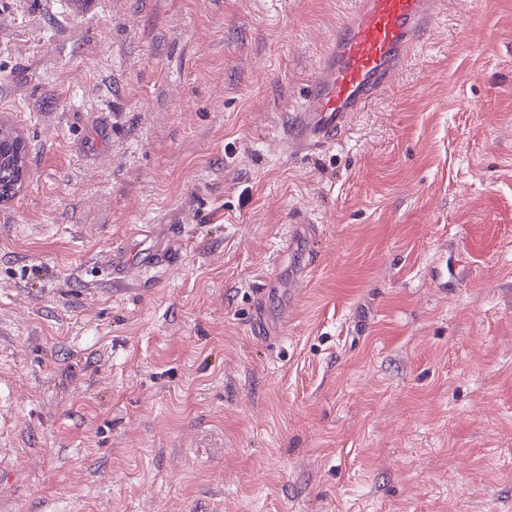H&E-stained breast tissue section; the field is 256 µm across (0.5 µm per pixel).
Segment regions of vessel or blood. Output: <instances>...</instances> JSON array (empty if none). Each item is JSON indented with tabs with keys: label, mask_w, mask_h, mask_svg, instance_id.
<instances>
[{
	"label": "vessel or blood",
	"mask_w": 512,
	"mask_h": 512,
	"mask_svg": "<svg viewBox=\"0 0 512 512\" xmlns=\"http://www.w3.org/2000/svg\"><path fill=\"white\" fill-rule=\"evenodd\" d=\"M442 0H356L324 50L308 94L288 119L289 143L319 146L347 132L353 113L380 97L408 66L424 36L438 22ZM162 254L149 260L110 257L111 271L126 274L165 265ZM275 287L265 282L255 297L253 331L271 335L267 300Z\"/></svg>",
	"instance_id": "1"
}]
</instances>
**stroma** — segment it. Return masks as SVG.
<instances>
[{"label": "stroma", "instance_id": "obj_1", "mask_svg": "<svg viewBox=\"0 0 512 512\" xmlns=\"http://www.w3.org/2000/svg\"><path fill=\"white\" fill-rule=\"evenodd\" d=\"M352 3L0 0V512H512V0L289 145ZM22 143H24L23 137L0 121V166L2 169H17L18 175L15 181L6 183L4 181L11 178L10 171L2 173V169H0V181L4 182L3 185L0 184V201L16 195L25 186L27 172L23 174L22 162L25 152L22 150ZM165 264H167V261L163 257L162 253H156L152 256V258L145 261L143 258L134 259L133 257L126 256L125 253L122 256V254H120L117 250L112 253V257L109 258L106 266L109 267V270L112 271V279L113 274H117L116 271H118V274L122 279L130 269L137 268L141 270H147L148 268L163 266ZM276 281L270 279L264 283L255 297V315L253 318V331L258 336H273V332L266 320L267 300L275 288Z\"/></svg>", "mask_w": 512, "mask_h": 512}]
</instances>
